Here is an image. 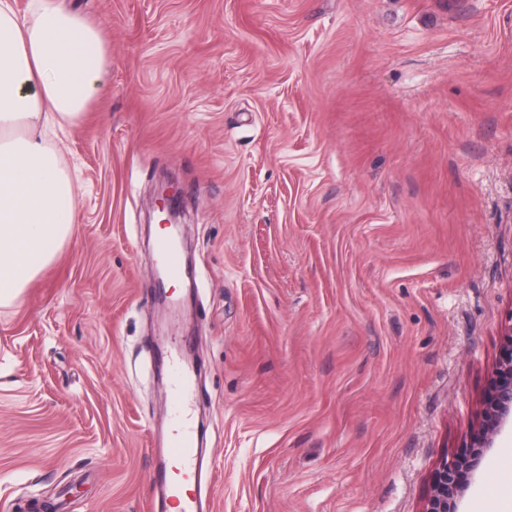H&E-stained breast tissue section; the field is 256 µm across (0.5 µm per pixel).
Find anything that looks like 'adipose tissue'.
<instances>
[{"label":"adipose tissue","instance_id":"adipose-tissue-1","mask_svg":"<svg viewBox=\"0 0 512 512\" xmlns=\"http://www.w3.org/2000/svg\"><path fill=\"white\" fill-rule=\"evenodd\" d=\"M108 65L98 29L60 0H30L23 15L0 0V305L70 233L74 179L46 138L82 118Z\"/></svg>","mask_w":512,"mask_h":512}]
</instances>
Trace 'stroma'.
I'll return each mask as SVG.
<instances>
[{
    "instance_id": "stroma-1",
    "label": "stroma",
    "mask_w": 512,
    "mask_h": 512,
    "mask_svg": "<svg viewBox=\"0 0 512 512\" xmlns=\"http://www.w3.org/2000/svg\"><path fill=\"white\" fill-rule=\"evenodd\" d=\"M110 65L72 230L0 307V512H149L197 360L213 512H423L512 329V0H64ZM172 177L195 300L160 312ZM512 481V423L458 512ZM155 207L166 213L161 224H180L183 216L178 205L176 188L169 179L161 181L155 189Z\"/></svg>"
}]
</instances>
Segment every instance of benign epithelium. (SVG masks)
<instances>
[{"label":"benign epithelium","instance_id":"7a95c632","mask_svg":"<svg viewBox=\"0 0 512 512\" xmlns=\"http://www.w3.org/2000/svg\"><path fill=\"white\" fill-rule=\"evenodd\" d=\"M155 207L166 213L164 224H178L183 216L172 181L155 189ZM512 419V328L508 330L494 376L486 391L480 422L470 445L443 459L435 468L424 512H457L465 491L463 479L479 467L484 450L492 447L501 427Z\"/></svg>","mask_w":512,"mask_h":512}]
</instances>
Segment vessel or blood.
<instances>
[{
  "label": "vessel or blood",
  "instance_id": "1",
  "mask_svg": "<svg viewBox=\"0 0 512 512\" xmlns=\"http://www.w3.org/2000/svg\"><path fill=\"white\" fill-rule=\"evenodd\" d=\"M153 248L168 276H177L181 257L173 235L156 237ZM171 374L176 421L160 445L159 457L150 469V483L163 491L165 501L182 500L181 512H212L213 475L199 465L203 442L185 413L195 383L180 367H173Z\"/></svg>",
  "mask_w": 512,
  "mask_h": 512
}]
</instances>
